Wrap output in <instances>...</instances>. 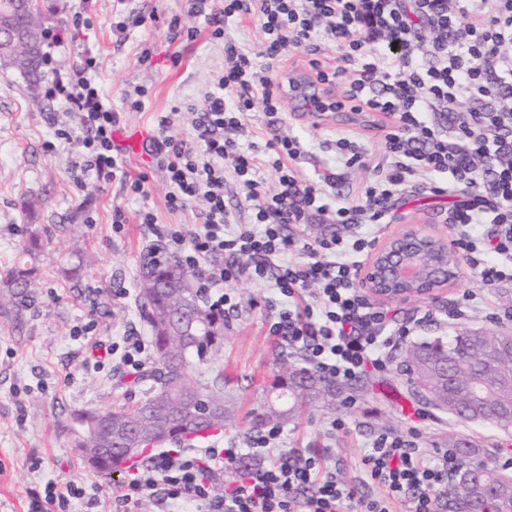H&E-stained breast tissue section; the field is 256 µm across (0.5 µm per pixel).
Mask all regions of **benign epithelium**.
Here are the masks:
<instances>
[{
    "mask_svg": "<svg viewBox=\"0 0 512 512\" xmlns=\"http://www.w3.org/2000/svg\"><path fill=\"white\" fill-rule=\"evenodd\" d=\"M4 44L33 54L32 43L0 18V46ZM459 277L445 241L408 225L372 252L361 283L368 296L377 300L404 301L432 297Z\"/></svg>",
    "mask_w": 512,
    "mask_h": 512,
    "instance_id": "benign-epithelium-1",
    "label": "benign epithelium"
}]
</instances>
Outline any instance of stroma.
Wrapping results in <instances>:
<instances>
[{
	"label": "stroma",
	"instance_id": "obj_1",
	"mask_svg": "<svg viewBox=\"0 0 512 512\" xmlns=\"http://www.w3.org/2000/svg\"><path fill=\"white\" fill-rule=\"evenodd\" d=\"M41 5L45 28L62 40L59 65H71L85 52L96 58L101 90L120 114L112 139L122 151L124 170L131 177L149 173L150 180L144 199L127 192L118 179L92 175L77 186L70 174L69 148L61 144L50 151L45 144L59 125L79 127L78 115L46 96L45 83L30 85L18 70L0 63V269L12 263L31 232H38L44 243L37 262L41 288L24 321L15 322L0 311V512H28L33 496L49 483L61 490H81V497L71 499L69 512H86L90 498L95 512H115L114 493L125 477L105 476L85 465L73 445L69 419L78 410H109L142 396L141 388L131 383L132 373L111 351L128 329L142 337L149 334L137 294L151 233L138 220L139 208H153L164 225H199L204 212L198 201L182 212L166 209V182L152 166L148 135L157 116L179 102L184 109L177 132L189 137L197 117L193 106L224 66L225 41L259 56L265 36L255 20L242 18L229 22L219 40L206 31L192 41L169 40L168 22L182 13L185 0H126L131 17L122 34L112 27L113 0H42ZM77 12L84 19L80 27L73 24ZM146 47L152 54L145 60L141 51ZM136 85L148 92L146 108L139 112L124 103L126 90ZM383 121L376 112H311L304 102L290 100L281 124L273 129L267 127L262 109L249 112L244 137L257 142L299 138L306 154L294 166L297 177L308 181L334 173L338 180L326 188L327 198L350 201L376 175L372 168L348 167L337 160L334 142L346 132L361 133L363 147L377 157ZM452 202V196L421 191L395 201L391 222L378 228L327 224L319 230L309 223L289 225L287 232L309 240L335 233L381 241L412 224L450 242L454 230L446 217ZM117 206L127 217L118 228L112 224ZM120 287L126 288L125 296H116ZM233 289L240 301L224 314V348L202 366L201 379L207 382L223 374L224 394L235 404L234 423L206 440L209 448L246 447L250 412L272 378V353L283 346L268 334L272 312L265 302L274 295L268 282L244 278ZM465 293L480 299L479 311L451 316ZM506 295H512V282L490 290L465 268L456 284L436 296L389 302L385 308L395 321L416 322L417 341L464 330L512 335V309L502 302ZM92 320L104 338L98 347L75 332ZM402 357V349H395L386 372L359 377L354 406L312 407L283 424L280 447L304 456L320 454L335 465L337 477L357 486L363 496L375 489L363 483L360 459L385 430L413 435L428 455L447 450L449 437L466 434L478 444L480 460L495 464L512 458V430L461 421L412 396L397 369ZM337 418L345 423L339 432L331 429Z\"/></svg>",
	"mask_w": 512,
	"mask_h": 512
}]
</instances>
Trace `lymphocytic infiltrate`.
<instances>
[{
	"label": "lymphocytic infiltrate",
	"instance_id": "f902f5d3",
	"mask_svg": "<svg viewBox=\"0 0 512 512\" xmlns=\"http://www.w3.org/2000/svg\"><path fill=\"white\" fill-rule=\"evenodd\" d=\"M247 14L266 36L262 59L225 41L226 65L204 96L192 136L176 134L181 109L175 106L159 116L151 143L155 166L165 175L167 207L179 211L204 201L201 227L158 228L148 207L139 220L154 231L153 252L193 271L214 308L233 306L231 284L242 275L272 278L282 302L270 335L302 350L321 374L346 383L369 370L386 371L390 351L413 328L394 324L358 286L360 257L373 240L304 241L286 228L313 216L327 224H382L410 187L449 192L457 202L448 221L457 227L454 245L464 264L488 288L512 279V112L499 106L512 95V0H188L168 30L192 40L205 24L211 38L223 39L225 23ZM45 39L43 62L52 73L47 93L79 114L85 128L81 135L57 128L47 150L59 142L76 147L75 181L92 173L116 177L123 169L112 141L119 116L94 79L95 58L57 66L61 40L51 32ZM383 42L389 51H380ZM332 48L337 64L329 68L322 56ZM288 49L310 54L317 83H343L342 100L322 103V110L347 106L387 118L378 178L348 205L325 201L335 174L318 182L296 177L291 163L303 153L298 139L240 140L255 105H262L268 125L280 123L284 98L276 71ZM266 165L278 175L271 192L264 187ZM230 173L251 206V223H231L224 203ZM486 221L496 226L490 244L478 232ZM222 255L228 258L223 265L217 262ZM281 434L272 426L254 437L251 447L264 459L247 467L240 464L242 449L233 447L160 453L125 481L119 500L136 504L156 493L163 512L180 501L204 502L209 512H439L458 467L452 451L428 456L404 436L384 432L361 458L378 490L365 498L321 457L277 447ZM236 463L241 469L233 485L213 496L216 472Z\"/></svg>",
	"mask_w": 512,
	"mask_h": 512
}]
</instances>
